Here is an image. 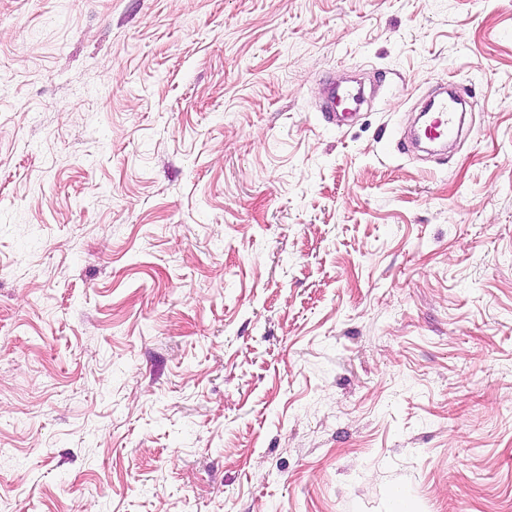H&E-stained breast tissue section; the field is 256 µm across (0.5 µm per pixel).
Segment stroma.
I'll use <instances>...</instances> for the list:
<instances>
[{
  "instance_id": "1",
  "label": "stroma",
  "mask_w": 512,
  "mask_h": 512,
  "mask_svg": "<svg viewBox=\"0 0 512 512\" xmlns=\"http://www.w3.org/2000/svg\"><path fill=\"white\" fill-rule=\"evenodd\" d=\"M0 512H512V0H0ZM461 96L455 94L451 99L448 95L442 96L431 102V116L426 126L421 131L422 136L432 141L447 142L454 139L460 130L457 101Z\"/></svg>"
}]
</instances>
